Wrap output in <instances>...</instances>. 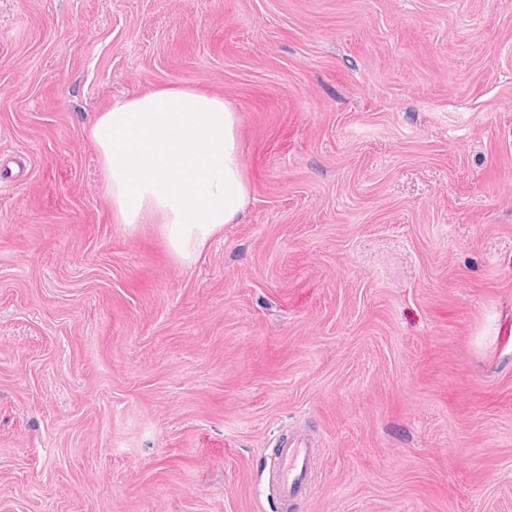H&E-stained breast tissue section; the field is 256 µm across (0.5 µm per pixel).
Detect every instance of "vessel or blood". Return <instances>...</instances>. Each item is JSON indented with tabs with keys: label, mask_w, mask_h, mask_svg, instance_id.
I'll return each instance as SVG.
<instances>
[{
	"label": "vessel or blood",
	"mask_w": 512,
	"mask_h": 512,
	"mask_svg": "<svg viewBox=\"0 0 512 512\" xmlns=\"http://www.w3.org/2000/svg\"><path fill=\"white\" fill-rule=\"evenodd\" d=\"M310 468L311 450L305 438L297 434L281 437L272 470L281 501L300 499L307 495Z\"/></svg>",
	"instance_id": "vessel-or-blood-1"
}]
</instances>
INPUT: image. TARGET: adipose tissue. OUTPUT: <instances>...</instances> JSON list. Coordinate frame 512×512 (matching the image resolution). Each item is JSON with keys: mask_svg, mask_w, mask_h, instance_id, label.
<instances>
[{"mask_svg": "<svg viewBox=\"0 0 512 512\" xmlns=\"http://www.w3.org/2000/svg\"><path fill=\"white\" fill-rule=\"evenodd\" d=\"M88 137L115 223L131 232L158 225L183 264L249 201L238 117L221 96L192 87L139 94L99 113Z\"/></svg>", "mask_w": 512, "mask_h": 512, "instance_id": "ef3b65f1", "label": "adipose tissue"}]
</instances>
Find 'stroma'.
Segmentation results:
<instances>
[{
	"label": "stroma",
	"mask_w": 512,
	"mask_h": 512,
	"mask_svg": "<svg viewBox=\"0 0 512 512\" xmlns=\"http://www.w3.org/2000/svg\"><path fill=\"white\" fill-rule=\"evenodd\" d=\"M167 86L250 187L190 265L87 136ZM0 512H512V0H0ZM302 436H282L277 444L273 477L281 501L300 499L307 495V476L311 468V448Z\"/></svg>",
	"instance_id": "stroma-1"
}]
</instances>
